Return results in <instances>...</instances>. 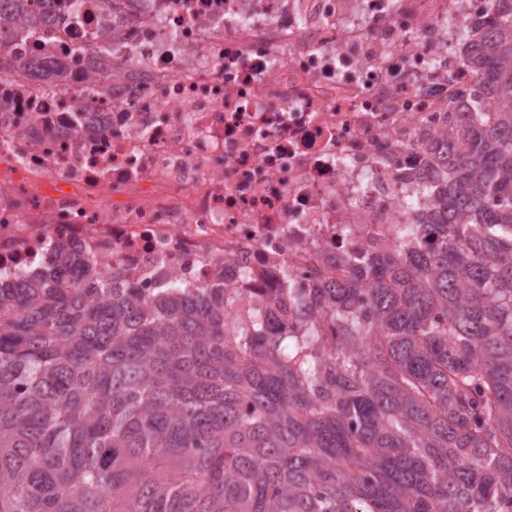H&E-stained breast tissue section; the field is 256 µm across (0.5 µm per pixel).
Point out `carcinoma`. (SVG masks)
<instances>
[{
    "label": "carcinoma",
    "mask_w": 512,
    "mask_h": 512,
    "mask_svg": "<svg viewBox=\"0 0 512 512\" xmlns=\"http://www.w3.org/2000/svg\"><path fill=\"white\" fill-rule=\"evenodd\" d=\"M0 0V76L52 20ZM445 177L311 288L100 287L61 249L0 283V512H512V0Z\"/></svg>",
    "instance_id": "1"
}]
</instances>
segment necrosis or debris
Masks as SVG:
<instances>
[{
    "label": "necrosis or debris",
    "instance_id": "necrosis-or-debris-1",
    "mask_svg": "<svg viewBox=\"0 0 512 512\" xmlns=\"http://www.w3.org/2000/svg\"><path fill=\"white\" fill-rule=\"evenodd\" d=\"M487 0H78L0 78V279L72 248L143 294L277 285L389 246ZM110 68L95 72L97 54Z\"/></svg>",
    "mask_w": 512,
    "mask_h": 512
}]
</instances>
